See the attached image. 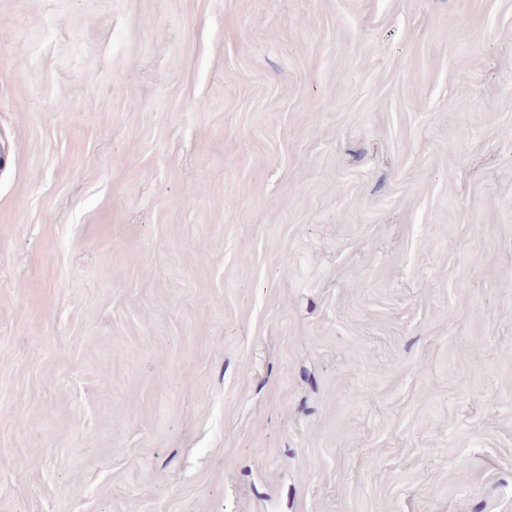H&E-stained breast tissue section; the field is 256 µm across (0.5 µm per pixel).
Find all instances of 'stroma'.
<instances>
[{
    "instance_id": "obj_1",
    "label": "stroma",
    "mask_w": 512,
    "mask_h": 512,
    "mask_svg": "<svg viewBox=\"0 0 512 512\" xmlns=\"http://www.w3.org/2000/svg\"><path fill=\"white\" fill-rule=\"evenodd\" d=\"M0 512H512V0H0Z\"/></svg>"
}]
</instances>
